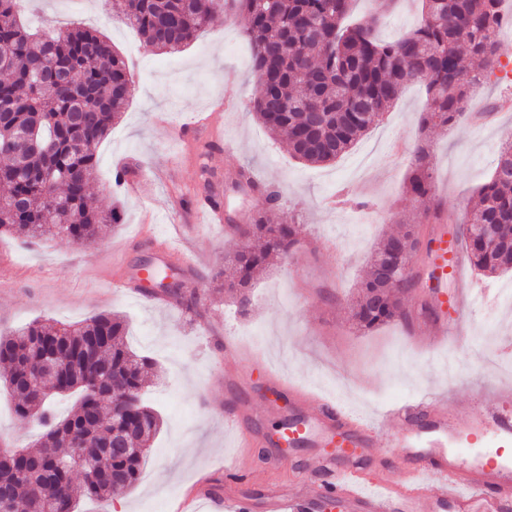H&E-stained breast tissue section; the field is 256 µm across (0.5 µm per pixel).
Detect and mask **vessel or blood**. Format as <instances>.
<instances>
[{"instance_id":"b4317fda","label":"vessel or blood","mask_w":512,"mask_h":512,"mask_svg":"<svg viewBox=\"0 0 512 512\" xmlns=\"http://www.w3.org/2000/svg\"><path fill=\"white\" fill-rule=\"evenodd\" d=\"M155 249L183 269L198 267L172 241L154 240ZM464 262L461 242L449 239L437 224L423 241L417 267H428L430 288L458 279ZM421 315L431 323L435 346H450L458 336L447 319L428 303ZM269 392L288 400L278 431L252 438L244 422L249 410L225 414L240 447L301 448V472L270 489L259 503L233 491L217 496L210 478H202L178 512H512V390L493 386L479 402L463 408L447 399L424 398L396 409V458L374 452L379 426L340 400L326 401L312 388L266 371Z\"/></svg>"}]
</instances>
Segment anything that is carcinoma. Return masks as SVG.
I'll return each mask as SVG.
<instances>
[{
  "mask_svg": "<svg viewBox=\"0 0 512 512\" xmlns=\"http://www.w3.org/2000/svg\"><path fill=\"white\" fill-rule=\"evenodd\" d=\"M25 0H0V236L60 238L76 246L95 242L101 224H117L118 209L94 206L88 188L97 147L131 96L127 65L98 33L74 28L39 34L20 22ZM361 22L346 23L351 0H125L126 23L152 48L176 52L206 27L217 8L224 20L249 19L244 31L255 74L265 77L253 110L268 131L284 134L292 153L308 164L344 155L411 83L429 95L423 123L446 126L470 105L473 88L491 82L499 66L498 36L504 0H422L419 23L395 41L377 29L396 0ZM50 63L63 83L35 74ZM436 76L427 82V74ZM467 74L465 82L458 76ZM425 149L408 176L407 191L432 196L434 178ZM468 225L458 231L473 266L488 273L512 268V141L505 142L491 179L482 185ZM482 224L499 225L492 243L477 235ZM302 225L268 224L258 217L237 224L238 248L225 263L234 275L229 292L249 285L270 259L290 254ZM402 239L419 245L415 225L389 236L375 250L361 282L352 319L361 331L402 322L400 295L379 274L377 260ZM126 324L98 313L76 324L36 320L12 336H0V364L14 412L44 428L35 453L0 456V501L9 496L21 512H77L81 497L108 500L135 486L161 426L144 401V372L151 362L125 341ZM77 395L57 417L51 401ZM73 462L83 471L79 488Z\"/></svg>",
  "mask_w": 512,
  "mask_h": 512,
  "instance_id": "obj_1",
  "label": "carcinoma"
}]
</instances>
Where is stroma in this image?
<instances>
[{
	"label": "stroma",
	"mask_w": 512,
	"mask_h": 512,
	"mask_svg": "<svg viewBox=\"0 0 512 512\" xmlns=\"http://www.w3.org/2000/svg\"><path fill=\"white\" fill-rule=\"evenodd\" d=\"M125 0H27L24 19L65 29L101 32L127 60L132 95L110 135L98 147L91 184L96 206H120L121 223L103 225L95 243L79 247L53 239L35 245L0 237L7 274L0 282V334L34 320L64 324L111 312L127 323L126 341L151 358L147 398L164 424L148 450L135 486L105 502L81 500L79 512H168V504L205 472L217 487L237 483L242 494L287 481L288 466H271L251 449L249 469L225 470L236 455V437L224 426L227 406L246 403L257 415L251 430L271 431L279 416L268 406L260 378L265 365L309 384L352 410L379 420L393 407L443 390L458 402L485 385L512 383V306L479 304L469 315L459 350L431 352L428 326L400 322L367 332L350 320V306L366 276L371 254L401 225L421 219L431 202L462 224L491 177L499 151L512 137V109L479 123L475 112L493 101L512 106V76L479 86L471 106L446 127H424L427 93L412 84L397 102L336 162L311 165L296 159L286 138L273 137L252 111L256 77L243 35L244 19L216 15L181 51L147 46L123 20ZM205 122L193 142L182 127ZM426 147L434 173L433 201L406 190L418 147ZM139 166L140 196L114 184L124 162ZM250 169L261 187L275 186L279 201L260 191L232 187L239 169ZM216 176L231 217L256 211L278 224L304 227L292 254L277 259L253 281L249 304L240 307L224 291L217 271L239 244L226 225L169 220L172 194L193 201L202 171ZM156 234L183 240L204 265L180 273L183 303L149 299L147 293L116 292L112 280L121 261L142 268L155 258L140 241L143 224ZM239 351H224L223 338ZM246 373V388L228 391L224 379ZM42 431L19 419L0 385V449L32 448Z\"/></svg>",
	"instance_id": "obj_1"
}]
</instances>
